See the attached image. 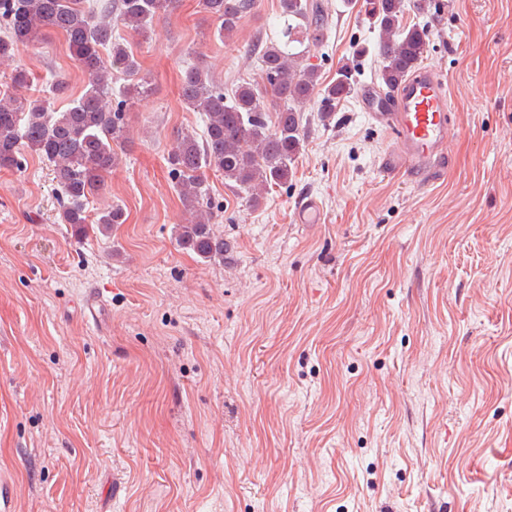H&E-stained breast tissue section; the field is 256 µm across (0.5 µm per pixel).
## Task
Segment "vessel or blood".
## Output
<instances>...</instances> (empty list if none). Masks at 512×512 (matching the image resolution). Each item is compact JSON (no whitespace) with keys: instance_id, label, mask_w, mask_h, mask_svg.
Wrapping results in <instances>:
<instances>
[{"instance_id":"vessel-or-blood-1","label":"vessel or blood","mask_w":512,"mask_h":512,"mask_svg":"<svg viewBox=\"0 0 512 512\" xmlns=\"http://www.w3.org/2000/svg\"><path fill=\"white\" fill-rule=\"evenodd\" d=\"M357 98L369 120L391 141L381 158L382 172L425 186L439 180L455 131L449 110L450 87L443 74L422 65L389 90L364 83L357 90ZM294 220L299 224L322 223L320 203L310 196L297 198Z\"/></svg>"}]
</instances>
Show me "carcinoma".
I'll list each match as a JSON object with an SVG mask.
<instances>
[{
  "label": "carcinoma",
  "mask_w": 512,
  "mask_h": 512,
  "mask_svg": "<svg viewBox=\"0 0 512 512\" xmlns=\"http://www.w3.org/2000/svg\"><path fill=\"white\" fill-rule=\"evenodd\" d=\"M176 0H116L115 4L87 5L84 0H0V61L21 49L40 44L45 30L61 33L69 50L88 76L83 92L60 112L54 100L67 95L68 85L57 79L49 95L34 100L0 94V169L23 168L29 150L53 167L61 191L60 222L80 238L90 223L87 204L104 187L105 177L117 164L114 146L128 142L126 109L131 99L148 92L146 77L132 51L119 43L115 26L144 35L153 21L174 8ZM202 9L217 23L218 36L230 38L253 0H200ZM368 16L378 32V78L386 87L406 79L420 64L429 31L407 26L402 19L405 0H367ZM329 14L316 0H279L276 36L255 45L260 81L239 85L231 96L214 84L204 63L188 68L180 96L185 107L204 117L203 135L181 132L169 155L171 173L190 220L179 226L178 246L204 261H222L229 243L213 228L207 169L224 175V182L249 195L257 205L269 185H285L294 176V162L305 142L302 107L320 98L319 121L336 117V105L355 89V68L344 63L336 79L323 83L309 63L311 48L324 38ZM110 49L111 60L102 56ZM122 70L137 77L112 101L111 73ZM278 106L269 117L263 99ZM124 222V211L110 205L97 213L95 224L107 231Z\"/></svg>",
  "instance_id": "cac0c4a2"
}]
</instances>
